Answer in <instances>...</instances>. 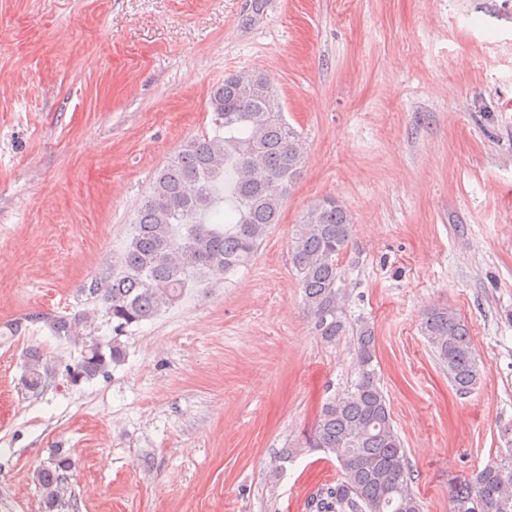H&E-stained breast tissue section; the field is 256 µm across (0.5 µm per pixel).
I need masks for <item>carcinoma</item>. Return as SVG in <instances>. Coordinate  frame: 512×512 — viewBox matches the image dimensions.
Segmentation results:
<instances>
[{"instance_id": "carcinoma-1", "label": "carcinoma", "mask_w": 512, "mask_h": 512, "mask_svg": "<svg viewBox=\"0 0 512 512\" xmlns=\"http://www.w3.org/2000/svg\"><path fill=\"white\" fill-rule=\"evenodd\" d=\"M209 108L224 135L186 140L160 168L138 208L134 233L112 275L93 279L85 291L102 305L118 331L153 318L177 304L189 283L207 272L231 273L246 266L279 222L281 209L305 164L301 135L282 112L277 90L255 70L238 71L210 93ZM235 175V203L217 209L224 175ZM353 236V218L334 198L311 205L297 225L290 263L299 277L303 303L313 328L326 343L351 335L356 378L322 407L306 444L336 456L341 468L308 503L309 512H422L410 488L406 451L393 425L377 368L374 327L350 326L346 293L340 285V256ZM53 334L81 342L73 365L89 381L122 357V349L95 336L86 312L29 317ZM421 335L460 394L480 382L482 369L464 321L449 307L427 309ZM53 372L37 348L25 353L23 388L43 390ZM37 472L46 512H59L68 489L70 457ZM450 512H512V452L470 479L448 483Z\"/></svg>"}]
</instances>
